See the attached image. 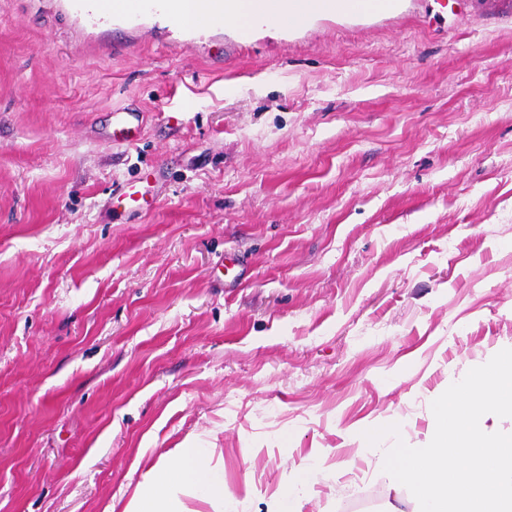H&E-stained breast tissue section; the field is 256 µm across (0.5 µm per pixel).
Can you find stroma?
<instances>
[{
  "mask_svg": "<svg viewBox=\"0 0 512 512\" xmlns=\"http://www.w3.org/2000/svg\"><path fill=\"white\" fill-rule=\"evenodd\" d=\"M505 348L512 13L237 35L0 0V512H104L188 441L242 512L314 463L300 512H414L365 426L423 447Z\"/></svg>",
  "mask_w": 512,
  "mask_h": 512,
  "instance_id": "obj_1",
  "label": "stroma"
}]
</instances>
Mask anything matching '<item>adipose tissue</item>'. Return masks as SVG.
I'll return each mask as SVG.
<instances>
[{"mask_svg": "<svg viewBox=\"0 0 512 512\" xmlns=\"http://www.w3.org/2000/svg\"><path fill=\"white\" fill-rule=\"evenodd\" d=\"M357 0H160V10L179 25L200 28L223 23L249 28L262 22L294 28L320 15L351 13ZM213 449L185 443L161 457L144 474L119 512H189L182 494L207 502L224 512L232 495L224 485V470L212 462Z\"/></svg>", "mask_w": 512, "mask_h": 512, "instance_id": "1", "label": "adipose tissue"}]
</instances>
